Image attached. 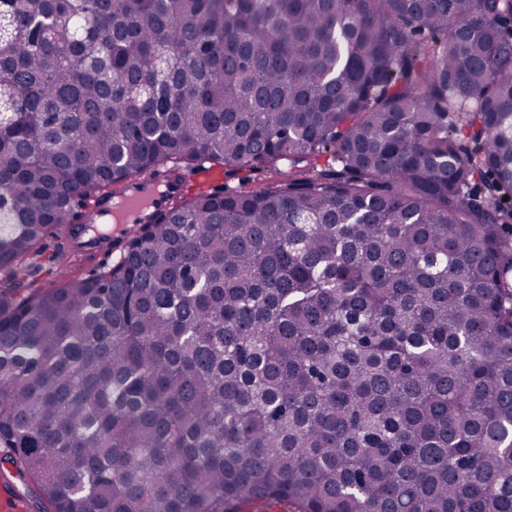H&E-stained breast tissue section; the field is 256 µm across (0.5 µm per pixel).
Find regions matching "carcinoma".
Segmentation results:
<instances>
[{
	"instance_id": "carcinoma-1",
	"label": "carcinoma",
	"mask_w": 512,
	"mask_h": 512,
	"mask_svg": "<svg viewBox=\"0 0 512 512\" xmlns=\"http://www.w3.org/2000/svg\"><path fill=\"white\" fill-rule=\"evenodd\" d=\"M508 14L0 0V447L53 512H512ZM204 164L279 178L30 280ZM185 194L184 181L134 177L126 182L118 200L114 197L104 202L93 201L90 204L91 218L86 224H126V231L130 226L147 224L158 210L165 209ZM47 249L45 254L40 257L39 263L41 265L35 266L32 268V277L31 279L36 282L37 286H45L49 287L52 285V282L57 278L56 272L58 267H54L47 261L48 255L64 241L60 238H49L47 241ZM237 512H298V506L288 500H248L236 505Z\"/></svg>"
}]
</instances>
